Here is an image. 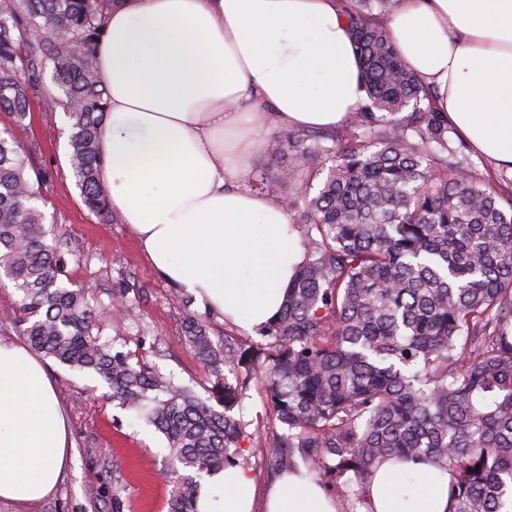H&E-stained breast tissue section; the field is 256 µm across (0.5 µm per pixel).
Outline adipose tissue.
Instances as JSON below:
<instances>
[{
	"instance_id": "obj_1",
	"label": "adipose tissue",
	"mask_w": 512,
	"mask_h": 512,
	"mask_svg": "<svg viewBox=\"0 0 512 512\" xmlns=\"http://www.w3.org/2000/svg\"><path fill=\"white\" fill-rule=\"evenodd\" d=\"M388 26L448 122L512 168V0H401ZM109 91L99 172L156 271L251 331L281 310L302 249L288 209L246 186L271 128H332L365 96L339 0H117L96 48ZM69 427L40 355L0 340V500L62 481ZM448 470L377 468L361 512H448ZM250 474L205 475L197 512H252ZM266 512H338L285 474Z\"/></svg>"
}]
</instances>
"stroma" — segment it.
I'll use <instances>...</instances> for the list:
<instances>
[{
    "instance_id": "35a3bbf8",
    "label": "stroma",
    "mask_w": 512,
    "mask_h": 512,
    "mask_svg": "<svg viewBox=\"0 0 512 512\" xmlns=\"http://www.w3.org/2000/svg\"><path fill=\"white\" fill-rule=\"evenodd\" d=\"M26 129L16 136L29 166L42 178L39 205L48 229L72 247L67 276L73 287L90 288L102 306L105 337L122 335L127 348L152 368L206 396L203 366L185 344V324L197 316L212 338L245 344L260 336L208 311L197 299L175 302L180 289L157 274L129 225L106 222L84 205L69 165L70 122L63 107L45 111L33 100ZM124 293L128 311L116 318L111 304ZM66 410L73 451L58 488L40 502L0 501V512H112V489L120 487L123 512H167L171 484L164 467V440L133 413L113 401L112 391L92 373L69 370L52 358Z\"/></svg>"
}]
</instances>
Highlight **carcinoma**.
I'll use <instances>...</instances> for the list:
<instances>
[{
	"instance_id": "carcinoma-1",
	"label": "carcinoma",
	"mask_w": 512,
	"mask_h": 512,
	"mask_svg": "<svg viewBox=\"0 0 512 512\" xmlns=\"http://www.w3.org/2000/svg\"><path fill=\"white\" fill-rule=\"evenodd\" d=\"M115 2L0 0V112L23 127L36 96L66 108L76 186L106 219L109 93L95 51ZM400 3L344 7L366 100L334 129L281 130L278 180L249 182L293 213L303 262L261 343L220 344L188 318L206 400L134 360L121 336L103 338L94 292L63 280L70 249L35 204L40 175L0 130V270L18 296L19 330L95 374L165 438L168 512H197L203 475L267 447L279 449L272 477L303 467L363 490L380 462L416 460L454 473L449 512H512V191L478 177L401 59L388 26ZM48 68L56 94L43 89ZM253 380L264 422L233 414Z\"/></svg>"
}]
</instances>
